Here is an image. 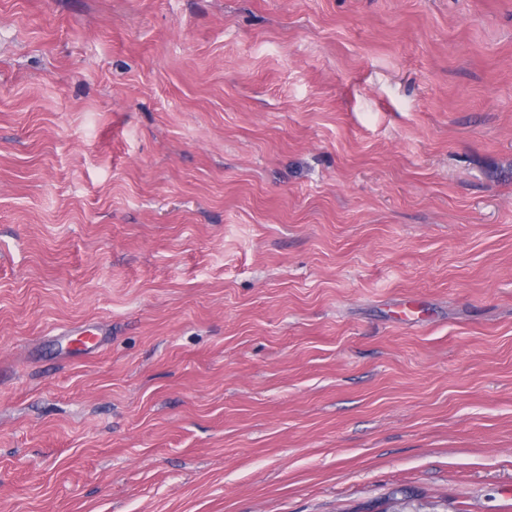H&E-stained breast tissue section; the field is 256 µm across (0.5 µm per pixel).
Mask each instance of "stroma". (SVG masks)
<instances>
[{
    "label": "stroma",
    "mask_w": 512,
    "mask_h": 512,
    "mask_svg": "<svg viewBox=\"0 0 512 512\" xmlns=\"http://www.w3.org/2000/svg\"><path fill=\"white\" fill-rule=\"evenodd\" d=\"M395 498L512 512V0H0V512Z\"/></svg>",
    "instance_id": "stroma-1"
}]
</instances>
